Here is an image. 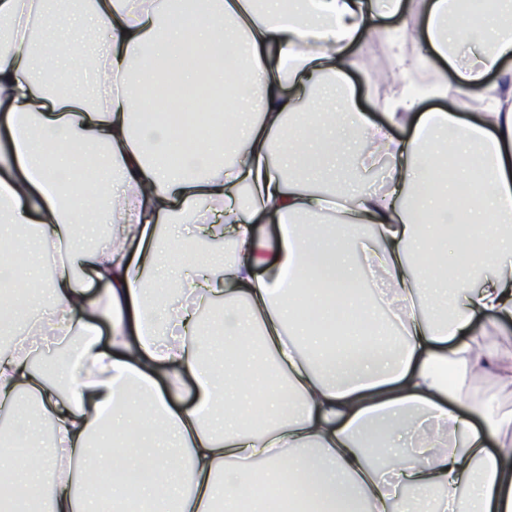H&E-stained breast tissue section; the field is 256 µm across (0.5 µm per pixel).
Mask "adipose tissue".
Segmentation results:
<instances>
[{"label":"adipose tissue","mask_w":512,"mask_h":512,"mask_svg":"<svg viewBox=\"0 0 512 512\" xmlns=\"http://www.w3.org/2000/svg\"><path fill=\"white\" fill-rule=\"evenodd\" d=\"M465 12L464 0H198L187 25L171 0H83L76 13L0 0V250L26 233L19 267L0 269L13 291L0 305L11 342L0 411L13 421L0 462L15 473L0 512H101L89 474L104 470L137 477L138 512H234L264 489L305 512H512V410L449 407L481 373L512 387V82L487 81L512 58V0L470 28ZM383 17L417 47L398 57L402 72L429 56L448 64L453 82L430 89L445 107L421 109L404 92L385 125L360 111L348 72ZM87 25L107 35L94 54ZM187 46L202 50L198 63L164 77L159 62ZM47 47L91 75L90 93L57 92L36 67ZM337 96L335 135L307 104ZM398 127L407 139L391 136ZM183 128L192 149L176 157ZM347 137L359 167L390 159L383 191L332 200L286 178L330 173ZM87 160L90 180L78 174ZM464 195L467 208H449ZM330 210L326 236L306 234ZM262 215L276 220L268 239L255 231ZM162 221L191 225L196 240L229 238L230 259H198L177 233L160 253ZM461 235L469 264L441 273L431 253ZM374 267L398 331L343 289ZM165 284L187 303L163 299ZM219 301L221 322L200 321ZM327 302L330 318L318 314ZM348 311L367 319L363 334H346ZM50 341L66 353L49 373L32 355ZM258 407L270 420L260 430ZM17 443L31 463L12 460ZM185 462L187 491L173 480Z\"/></svg>","instance_id":"1"}]
</instances>
